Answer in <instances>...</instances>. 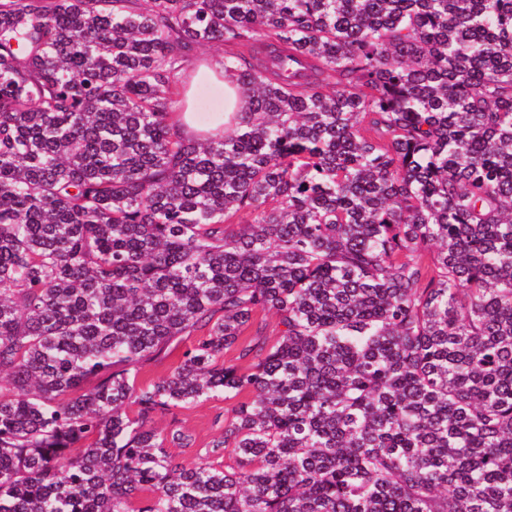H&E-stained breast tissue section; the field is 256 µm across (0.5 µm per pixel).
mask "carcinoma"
<instances>
[{
	"instance_id": "cac0c4a2",
	"label": "carcinoma",
	"mask_w": 512,
	"mask_h": 512,
	"mask_svg": "<svg viewBox=\"0 0 512 512\" xmlns=\"http://www.w3.org/2000/svg\"><path fill=\"white\" fill-rule=\"evenodd\" d=\"M0 512H512V0H0ZM195 340V337L190 336L188 338H185L183 342L179 345L177 349H175L172 354L165 359L162 363H158L155 365H150L143 369L138 379L140 381H148L150 379H155L159 376H162L167 373L170 366L173 365V363L177 362L179 356L181 353L186 349V347L190 346L192 342ZM232 402L224 401V395L214 397L200 404L186 405L173 410V414L160 417L155 422L159 430L169 429L176 419L175 425L195 437L193 448H172L170 451L175 455L176 461L184 465H193L200 461L205 453L207 443L216 435L217 430L212 428V420L215 415L224 413L225 409L231 407Z\"/></svg>"
}]
</instances>
